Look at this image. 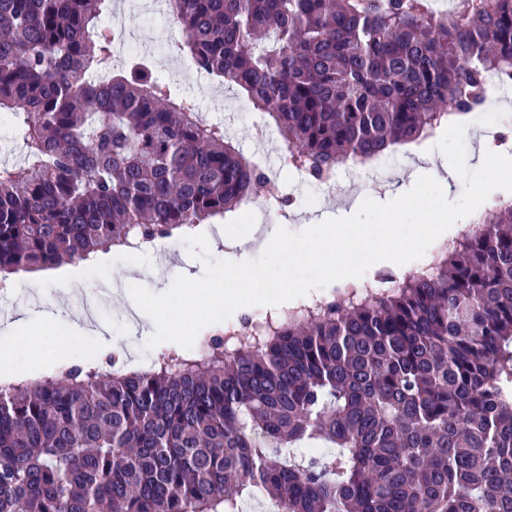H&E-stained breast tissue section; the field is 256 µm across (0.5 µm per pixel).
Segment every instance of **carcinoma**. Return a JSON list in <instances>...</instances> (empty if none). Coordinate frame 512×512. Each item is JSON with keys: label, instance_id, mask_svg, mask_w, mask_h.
I'll return each instance as SVG.
<instances>
[{"label": "carcinoma", "instance_id": "carcinoma-1", "mask_svg": "<svg viewBox=\"0 0 512 512\" xmlns=\"http://www.w3.org/2000/svg\"><path fill=\"white\" fill-rule=\"evenodd\" d=\"M108 0H0V279L186 236L269 189L138 59ZM178 49L244 91L288 163L426 140L512 81V0H172ZM425 271L339 284L228 351L0 384V512H512V199ZM325 447L329 454H307ZM6 135V138L13 141L16 145L15 154L9 159L0 157V164L11 165L20 162L23 158V131L20 123L14 117H11L7 112L0 113V136Z\"/></svg>", "mask_w": 512, "mask_h": 512}]
</instances>
